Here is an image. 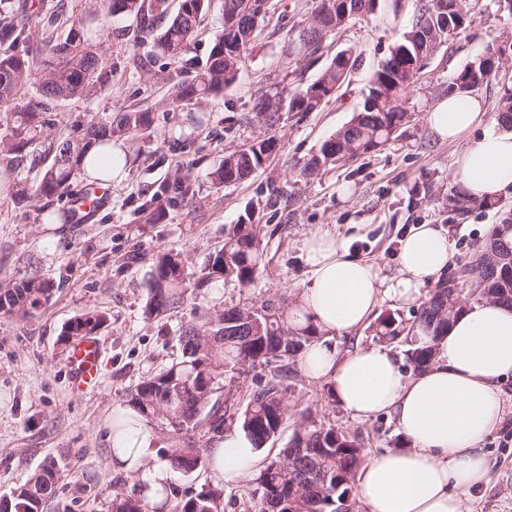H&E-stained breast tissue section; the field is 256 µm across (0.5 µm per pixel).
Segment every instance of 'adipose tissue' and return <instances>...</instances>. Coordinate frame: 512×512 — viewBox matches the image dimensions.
I'll list each match as a JSON object with an SVG mask.
<instances>
[{"mask_svg": "<svg viewBox=\"0 0 512 512\" xmlns=\"http://www.w3.org/2000/svg\"><path fill=\"white\" fill-rule=\"evenodd\" d=\"M484 113L481 97L454 93L426 116L441 140L464 141L453 177L479 199L512 187V133L482 129ZM302 252L308 277L300 302L327 340L363 327L384 299L417 300L453 257L446 234L433 224L409 228L399 244V274L390 280L327 231L310 234ZM327 340L302 351V373L329 383L354 418L391 415L405 442L369 457L363 467L358 492L366 512H468L469 494L488 473L485 441L502 421L500 383L512 376V306H467L438 339L432 365L413 375L403 374L385 349L341 354ZM127 417L112 436L114 462L151 489L167 486L172 470L153 456L151 428L135 412ZM211 459L216 479L235 482L253 471L259 451L235 430L225 433Z\"/></svg>", "mask_w": 512, "mask_h": 512, "instance_id": "ef3b65f1", "label": "adipose tissue"}]
</instances>
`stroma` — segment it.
Wrapping results in <instances>:
<instances>
[{
	"label": "stroma",
	"instance_id": "35a3bbf8",
	"mask_svg": "<svg viewBox=\"0 0 512 512\" xmlns=\"http://www.w3.org/2000/svg\"><path fill=\"white\" fill-rule=\"evenodd\" d=\"M270 3L269 25L236 83L210 99V122L190 148L173 146L180 112L158 105L168 95L167 85L145 81L127 66L136 32L130 20L122 23L126 36L109 39L111 92L50 104L48 132L56 136L75 135L76 124L87 115L152 109L151 130L137 141L151 164L129 166L125 179L106 188L100 209L84 224L62 215L49 223L37 202L0 199V280L35 274L53 288L31 319L0 314V496L51 458L63 476L43 512H111L113 492L130 491L136 484L112 464L114 420L127 408V392L180 357L182 326L205 310L298 297L307 276L301 244L311 231L326 228L346 238L351 251L377 263L390 279L398 271V240L410 225H441L459 265L497 223L495 212L481 210L460 223L449 220L442 201L459 189L452 179L459 147L442 142L425 119L447 99L456 73L482 55L488 43L512 44V15L500 11L496 0H469L471 26L429 61L407 102L415 118L398 138L320 179L296 181L294 164L316 153L361 109L374 70L410 29L420 4L375 0L367 18L351 20L320 51V65L345 48L360 56L337 98L303 119H289L279 131L282 150L268 167L240 185L216 189L209 174L225 147L259 133L252 120L256 96L287 86L294 60L285 35L310 15L314 0ZM228 115L237 118L230 131L224 122ZM178 167L193 171L195 204H172L163 220L149 223L143 203ZM249 204L257 208L266 243L265 265L254 284L219 281L189 293L183 306L168 314L149 315L148 281L157 259L178 254L186 258L189 271H196L209 252L223 245L225 228L237 223ZM87 312L104 313L106 322L96 333L101 346L97 382L79 391L71 382L72 345L61 332ZM293 384L300 406L323 411L361 433L368 454L394 448L398 432L391 416L359 421L332 402L325 383L299 373ZM501 388L504 417L484 446L487 480L470 498L469 512H512V378Z\"/></svg>",
	"mask_w": 512,
	"mask_h": 512
}]
</instances>
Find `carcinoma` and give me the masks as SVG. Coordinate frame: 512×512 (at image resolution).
I'll return each instance as SVG.
<instances>
[{
  "mask_svg": "<svg viewBox=\"0 0 512 512\" xmlns=\"http://www.w3.org/2000/svg\"><path fill=\"white\" fill-rule=\"evenodd\" d=\"M267 4L268 0H224L221 33L194 79L185 82L178 74L195 67L188 57L189 46L211 0H179L174 10L172 0H90L84 9L61 4L50 12L41 6L28 12L15 7L12 0H0V115L6 124L0 136V163L15 170L27 159L29 145L38 140L43 153L52 157L35 189L16 182L11 198L42 200V210L55 201L73 203L71 186L88 158L97 176L85 178L81 200L93 199V192L112 167L131 161L127 145L152 125L151 111L133 108L114 116L86 117L78 137L43 135L47 101L92 99L111 86L112 69L106 62L109 45L91 24L108 32L114 20L133 18L137 30L134 47L152 38L158 53L176 65L161 78L171 86L163 105L186 107L181 121L186 133L180 142L190 146L195 132L210 121L209 98L235 83L263 30ZM373 6L374 0H317L307 21L287 31L288 46L297 50L303 65L294 72L289 89L265 92L255 99L254 117L262 132L251 142L224 151V158L210 172L213 185L220 188L249 179L281 150V140L275 134L281 124L296 115L318 111L336 96L357 66L358 56L352 50L340 51L314 80L304 81V74L317 60L324 41L350 19L366 17ZM472 23L467 0H421L412 29L373 73L363 108L323 142L296 170V177L314 180L379 151L393 139L412 122L413 113L402 107L403 100L428 62ZM504 53L494 40L460 73L470 77L473 88L488 87L497 79V72L485 68L484 63L499 60ZM127 63L146 80L155 77L150 55L134 51ZM498 124L503 131L512 132V87H500ZM195 197L191 172L179 171L143 207L160 220L165 216L164 204L176 199L190 205ZM445 208L453 220H464L479 209L498 210L500 220L471 261L449 272L428 292L410 323L387 310L372 325L374 341L400 350L404 367L413 373L432 364L435 341L448 335L452 318L466 305L484 301L512 304V207L500 199L475 200L455 192L448 196ZM265 253L255 212L247 210L224 233L222 248L208 254L198 272L187 271V262L179 255L158 260L149 279L147 312L159 315L179 308L188 289L207 288L217 278L248 286L263 268ZM51 292L50 285L36 275L0 281V314L28 319L33 310L49 301ZM104 323L101 313H83L66 325L62 336L68 341L89 336ZM322 337L299 305L285 299L215 307L200 322L184 327L179 336L181 358L128 392L127 405L160 434L177 435L158 453L172 469L185 474L203 467L201 440L212 432H223L226 421L238 422L257 448L263 449L291 420L293 432L288 442L252 474V512H350L368 459L364 444L357 434L326 414L310 407L296 410L289 383L293 375L290 364L301 350ZM258 366L267 369V374L252 379L249 385L243 383ZM61 477L57 463L42 466L10 495L0 497V512H42ZM168 504V490L152 493L137 484L130 492L112 494L111 512H164ZM222 506L223 486L208 483L180 500L175 512H224Z\"/></svg>",
  "mask_w": 512,
  "mask_h": 512,
  "instance_id": "obj_1",
  "label": "carcinoma"
}]
</instances>
